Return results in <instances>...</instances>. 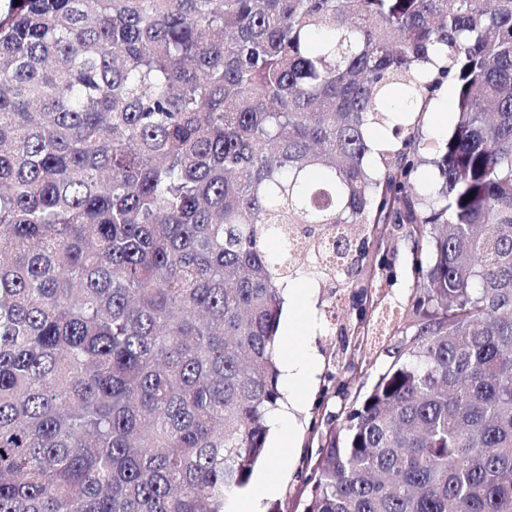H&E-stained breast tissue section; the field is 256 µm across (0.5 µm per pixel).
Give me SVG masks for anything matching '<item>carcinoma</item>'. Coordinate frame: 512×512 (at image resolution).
I'll return each instance as SVG.
<instances>
[{"mask_svg":"<svg viewBox=\"0 0 512 512\" xmlns=\"http://www.w3.org/2000/svg\"><path fill=\"white\" fill-rule=\"evenodd\" d=\"M7 2L0 512H224L280 398L283 279L361 287L390 224L413 320L305 512H512V0ZM448 90V97H447ZM446 98L448 101L446 102ZM454 93L451 88L444 87L434 100L431 112L427 113L421 123L420 135L425 150L443 143L450 135L454 125L453 114Z\"/></svg>","mask_w":512,"mask_h":512,"instance_id":"cac0c4a2","label":"carcinoma"}]
</instances>
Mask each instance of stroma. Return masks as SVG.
Masks as SVG:
<instances>
[{
  "mask_svg": "<svg viewBox=\"0 0 512 512\" xmlns=\"http://www.w3.org/2000/svg\"><path fill=\"white\" fill-rule=\"evenodd\" d=\"M454 125L453 104L446 93H439L421 123L420 135L426 149L443 143ZM362 278L368 281L378 307L411 308L414 294L411 242L400 237L371 248L364 261ZM299 293L294 306L311 315L306 331L289 336L277 348L278 361L289 354L315 352L319 364L301 397L290 403L287 383H280L279 411L293 414L290 445L281 453L266 450L262 470H276L278 491L260 502V512H304L308 498L307 479L317 457L321 438L332 427L341 425L348 408L358 395L367 393L378 376L393 361L395 337L349 333L354 311L353 292L338 290L310 279L294 282Z\"/></svg>",
  "mask_w": 512,
  "mask_h": 512,
  "instance_id": "stroma-1",
  "label": "stroma"
}]
</instances>
